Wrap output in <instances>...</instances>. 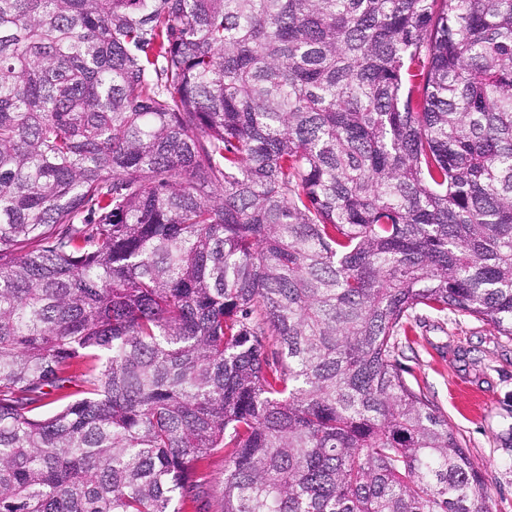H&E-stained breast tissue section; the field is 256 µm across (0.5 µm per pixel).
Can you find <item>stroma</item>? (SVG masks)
Segmentation results:
<instances>
[{"mask_svg":"<svg viewBox=\"0 0 512 512\" xmlns=\"http://www.w3.org/2000/svg\"><path fill=\"white\" fill-rule=\"evenodd\" d=\"M397 359L482 472L492 512H512V339L474 317L420 309Z\"/></svg>","mask_w":512,"mask_h":512,"instance_id":"1","label":"stroma"}]
</instances>
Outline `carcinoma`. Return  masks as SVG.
<instances>
[{
    "label": "carcinoma",
    "instance_id": "cac0c4a2",
    "mask_svg": "<svg viewBox=\"0 0 512 512\" xmlns=\"http://www.w3.org/2000/svg\"><path fill=\"white\" fill-rule=\"evenodd\" d=\"M418 309L512 337V0H0V512H490Z\"/></svg>",
    "mask_w": 512,
    "mask_h": 512
}]
</instances>
